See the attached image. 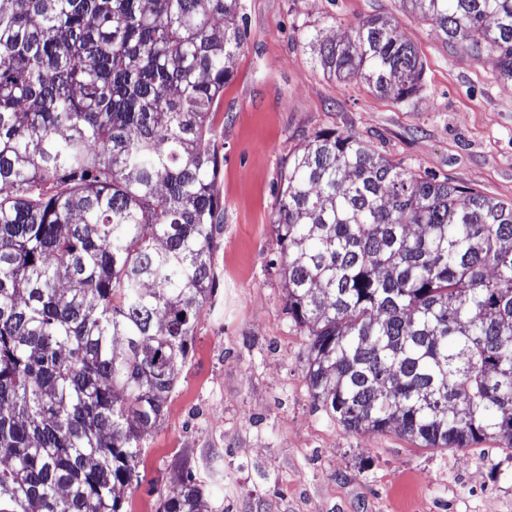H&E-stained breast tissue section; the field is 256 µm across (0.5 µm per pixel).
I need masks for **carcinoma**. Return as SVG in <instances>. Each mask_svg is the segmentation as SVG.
<instances>
[{"mask_svg": "<svg viewBox=\"0 0 512 512\" xmlns=\"http://www.w3.org/2000/svg\"><path fill=\"white\" fill-rule=\"evenodd\" d=\"M237 0H0V512H123L216 287L211 110ZM512 81V0H410ZM323 71L408 103L423 60L370 17ZM273 211L314 405L421 448H512V204L322 129ZM160 512H201L182 469Z\"/></svg>", "mask_w": 512, "mask_h": 512, "instance_id": "carcinoma-1", "label": "carcinoma"}]
</instances>
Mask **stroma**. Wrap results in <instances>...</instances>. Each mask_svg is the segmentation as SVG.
<instances>
[{"label":"stroma","instance_id":"1","mask_svg":"<svg viewBox=\"0 0 512 512\" xmlns=\"http://www.w3.org/2000/svg\"><path fill=\"white\" fill-rule=\"evenodd\" d=\"M248 35L212 119L224 158L217 288L195 326L164 416L146 436L124 512H159L188 467L204 512H512V450L421 448L347 431L314 406L307 338L289 318L271 224L281 164L314 132H353L381 155L512 203V82L448 44L401 0H239ZM394 24L426 91L398 102L323 74L300 38L359 20Z\"/></svg>","mask_w":512,"mask_h":512}]
</instances>
